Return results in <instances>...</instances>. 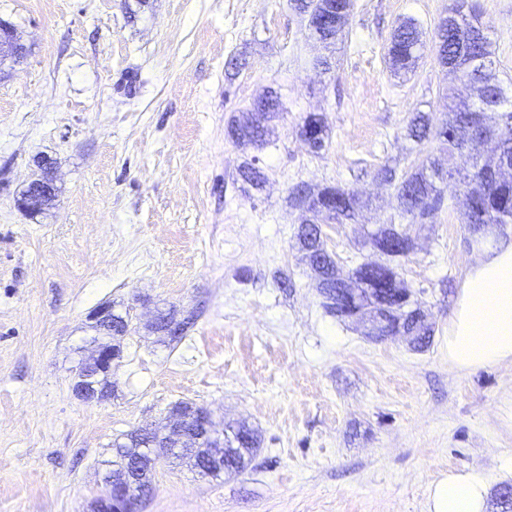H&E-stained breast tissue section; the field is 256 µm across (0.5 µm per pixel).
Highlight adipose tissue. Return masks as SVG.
I'll return each mask as SVG.
<instances>
[{"label": "adipose tissue", "instance_id": "adipose-tissue-1", "mask_svg": "<svg viewBox=\"0 0 512 512\" xmlns=\"http://www.w3.org/2000/svg\"><path fill=\"white\" fill-rule=\"evenodd\" d=\"M448 362L468 371L512 363V240H481L448 323ZM479 469L451 470L427 489V512H485Z\"/></svg>", "mask_w": 512, "mask_h": 512}]
</instances>
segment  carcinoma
I'll list each match as a JSON object with an SVG mask.
<instances>
[{"mask_svg": "<svg viewBox=\"0 0 512 512\" xmlns=\"http://www.w3.org/2000/svg\"><path fill=\"white\" fill-rule=\"evenodd\" d=\"M464 4L465 0H456L455 6L451 9L453 27H448L444 20L440 22L434 34V48L441 66L453 65L460 80L483 83L486 97L471 104L450 97L448 112L444 113V118L435 121L426 113H418L408 128L409 136L419 141L431 133L434 134L448 145L450 153L454 152V140L466 113L496 108L505 95L496 75L487 27L478 17L465 14ZM299 9L309 16V31L318 35L320 40L325 42V47H330V41L336 34L322 23L324 0H303V5L299 6ZM425 49L426 42L423 41L422 32L417 24L413 21L401 24L393 33L388 49L393 69L409 71L423 56ZM249 111L257 113V123L246 125L239 120L231 119L228 121V136L236 144L247 141L257 148H262L269 142L273 132L272 123L279 117L280 97L267 89L254 99ZM492 120L499 136L500 150L512 157V110L495 112ZM315 130L319 131V136L308 143V147L318 152L325 146V122L320 115L309 113L299 128L300 136L304 138ZM466 170L472 175L468 187L472 204L464 213V220L472 232H481L487 224H498L502 227L512 224V182L501 185L487 180L483 162L476 156L466 159ZM240 175L245 183L255 189L262 188L265 182L264 174L251 164L244 166L240 170ZM447 177H453L452 171L444 169L440 161L432 157L423 160L414 171L404 173L398 182L401 217L408 220V223L415 224L417 220L439 209L444 202L439 184ZM316 193L320 194V197L315 201L308 197L307 186L295 188L290 195L292 207L300 211H311L319 205L328 211L326 218L333 224H346L354 220L362 207L360 198L338 186L318 189ZM297 237L305 253H311L322 261L323 279L316 288L324 299L323 307L334 314L336 297L341 291L336 281L337 262L325 248L322 237L315 238L302 230L298 231ZM407 237L406 231L396 229L393 224L378 225V228L370 233L369 240L382 250L387 261L377 269H371L369 264L362 263L355 268V272L367 279L372 288L405 287L404 281L395 271L393 262L410 252V247L403 245ZM177 408L190 417L192 438L184 455L201 461L208 452V448L198 441L207 423L206 408L187 404H179ZM234 436L238 444L231 447L224 456V464L243 470L259 448L260 439L258 433L244 422L234 426ZM112 447L116 460L113 461L114 469L104 478L106 491H114L125 486L132 489L134 497H140L135 483L138 482L148 489L151 485L150 476L144 472L126 469V463L133 456L146 455V450L153 447L152 442L137 429L127 434V442H115Z\"/></svg>", "mask_w": 512, "mask_h": 512, "instance_id": "cac0c4a2", "label": "carcinoma"}]
</instances>
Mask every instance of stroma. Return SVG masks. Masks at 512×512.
<instances>
[{
  "label": "stroma",
  "mask_w": 512,
  "mask_h": 512,
  "mask_svg": "<svg viewBox=\"0 0 512 512\" xmlns=\"http://www.w3.org/2000/svg\"><path fill=\"white\" fill-rule=\"evenodd\" d=\"M453 5L353 0L328 52L290 0H0L28 48L0 72V512H90L113 442L178 403L208 408L220 430L249 424L260 446L216 478L160 461L139 512H425L448 470L512 483V363L448 364V321L479 256L459 184L410 225L378 174L439 156L408 125L441 117L448 88L469 95L434 50L404 76L387 55L401 22L429 42ZM465 8L512 85V0ZM267 87L282 102L269 144H234L229 118ZM310 113L327 125L318 152L299 136ZM43 157L59 196L33 215L18 200ZM250 162L262 189L239 176ZM301 184L364 203L356 223L321 227L342 271L373 260L363 230L408 228L398 272L432 322L429 348L372 341L323 308L289 203ZM104 303L128 330L111 394L84 402L72 384ZM169 310L198 314L177 343L150 327Z\"/></svg>",
  "instance_id": "obj_1"
}]
</instances>
